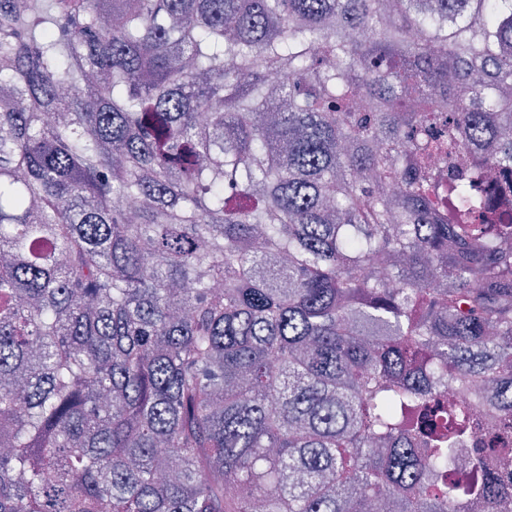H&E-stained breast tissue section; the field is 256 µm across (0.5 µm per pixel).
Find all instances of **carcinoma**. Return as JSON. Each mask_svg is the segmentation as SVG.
<instances>
[{"label":"carcinoma","instance_id":"1","mask_svg":"<svg viewBox=\"0 0 512 512\" xmlns=\"http://www.w3.org/2000/svg\"><path fill=\"white\" fill-rule=\"evenodd\" d=\"M1 94L0 512H512V0H0Z\"/></svg>","mask_w":512,"mask_h":512}]
</instances>
